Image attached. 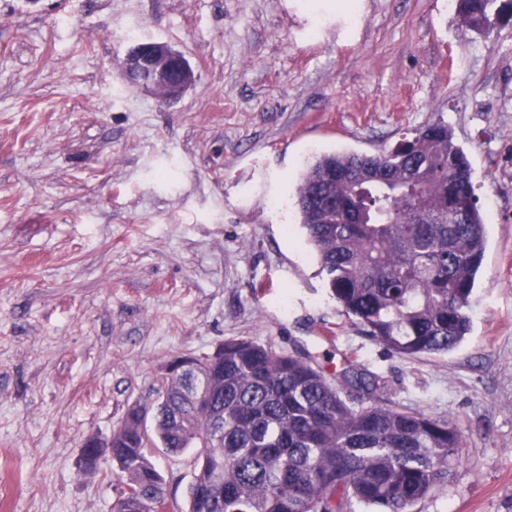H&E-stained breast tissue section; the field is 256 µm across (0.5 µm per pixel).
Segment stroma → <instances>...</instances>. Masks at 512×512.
<instances>
[{
    "instance_id": "1",
    "label": "stroma",
    "mask_w": 512,
    "mask_h": 512,
    "mask_svg": "<svg viewBox=\"0 0 512 512\" xmlns=\"http://www.w3.org/2000/svg\"><path fill=\"white\" fill-rule=\"evenodd\" d=\"M198 75L176 102L130 86L136 41ZM448 123L487 211L467 339L400 357L344 315L291 199L308 162ZM271 291L258 296L261 281ZM228 339L343 360L397 408L455 421L466 461L416 512H512V25L448 0H0V512H114L88 436L155 404L166 365ZM189 512L193 451H152ZM456 10L462 22L475 31L490 29L501 21L503 7L498 0H455Z\"/></svg>"
}]
</instances>
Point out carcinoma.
I'll use <instances>...</instances> for the list:
<instances>
[{"label": "carcinoma", "mask_w": 512, "mask_h": 512, "mask_svg": "<svg viewBox=\"0 0 512 512\" xmlns=\"http://www.w3.org/2000/svg\"><path fill=\"white\" fill-rule=\"evenodd\" d=\"M475 31L501 21L498 0H455ZM329 190L336 223L322 224L316 196ZM299 225L332 296L367 336L400 357L446 354L467 337L485 252V218L472 169L448 124L414 131L375 156L326 153L296 189ZM421 210L427 222H415ZM311 355L246 339L224 342L219 371L175 379L156 407L166 452L197 448L189 512H413L447 486L463 460L451 420L381 402L375 375L354 366L336 381ZM213 387L211 404L190 398ZM138 407L112 433V463L130 493L114 512H156L161 475ZM224 439L209 438L217 416Z\"/></svg>", "instance_id": "cac0c4a2"}]
</instances>
